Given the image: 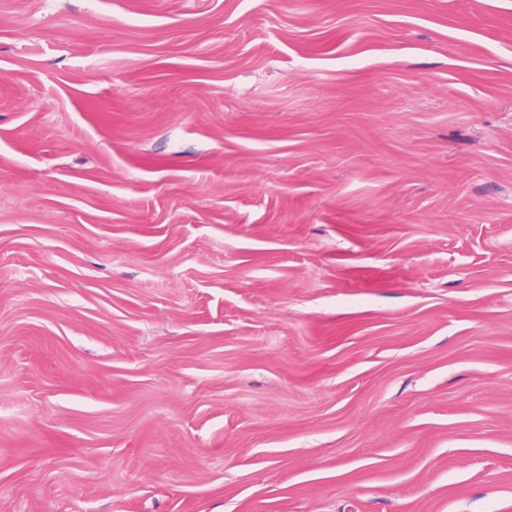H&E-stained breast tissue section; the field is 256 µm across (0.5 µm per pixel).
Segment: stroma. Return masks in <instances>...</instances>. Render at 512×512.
Masks as SVG:
<instances>
[{
    "label": "stroma",
    "instance_id": "stroma-1",
    "mask_svg": "<svg viewBox=\"0 0 512 512\" xmlns=\"http://www.w3.org/2000/svg\"><path fill=\"white\" fill-rule=\"evenodd\" d=\"M0 512H512V0H0Z\"/></svg>",
    "mask_w": 512,
    "mask_h": 512
}]
</instances>
